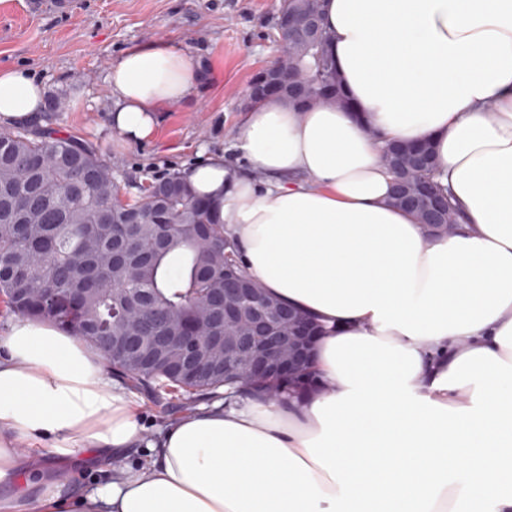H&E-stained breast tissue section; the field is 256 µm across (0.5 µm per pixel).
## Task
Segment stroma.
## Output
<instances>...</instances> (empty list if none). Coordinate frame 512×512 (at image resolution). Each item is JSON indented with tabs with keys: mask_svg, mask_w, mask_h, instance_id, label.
I'll use <instances>...</instances> for the list:
<instances>
[{
	"mask_svg": "<svg viewBox=\"0 0 512 512\" xmlns=\"http://www.w3.org/2000/svg\"><path fill=\"white\" fill-rule=\"evenodd\" d=\"M279 0H79L74 12L33 9L29 0H0V68L29 70L47 98L44 127L75 134L110 160L120 192L135 195L151 176L178 172L210 154L236 158L247 114L249 82L278 53ZM153 42L206 62L209 82L182 106L162 111L152 139L130 143L113 130L107 75L129 49ZM145 435L181 413L166 389L138 392Z\"/></svg>",
	"mask_w": 512,
	"mask_h": 512,
	"instance_id": "stroma-1",
	"label": "stroma"
}]
</instances>
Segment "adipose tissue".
<instances>
[{"mask_svg":"<svg viewBox=\"0 0 512 512\" xmlns=\"http://www.w3.org/2000/svg\"><path fill=\"white\" fill-rule=\"evenodd\" d=\"M323 23L353 110L268 99L239 130L243 164L181 174L246 274L319 325V389L227 394L147 438L99 350L11 316L0 512H512V0H325ZM205 79L174 46L126 51L113 129L151 138ZM44 101L0 69V126L40 125ZM423 138L459 215L448 235L389 202L382 142ZM99 457L121 465L91 488L52 471Z\"/></svg>","mask_w":512,"mask_h":512,"instance_id":"ef3b65f1","label":"adipose tissue"}]
</instances>
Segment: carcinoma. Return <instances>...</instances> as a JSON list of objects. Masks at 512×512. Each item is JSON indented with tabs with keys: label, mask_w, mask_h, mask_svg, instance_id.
<instances>
[{
	"label": "carcinoma",
	"mask_w": 512,
	"mask_h": 512,
	"mask_svg": "<svg viewBox=\"0 0 512 512\" xmlns=\"http://www.w3.org/2000/svg\"><path fill=\"white\" fill-rule=\"evenodd\" d=\"M298 10L319 14L321 0H280L279 13ZM279 40L292 70L312 81L298 101L346 105L325 50L326 29L310 43ZM387 168L415 195L429 180L445 193L409 147L388 157ZM246 281L224 226L202 199L179 190L159 198L143 185L124 200L112 165L80 138L22 126L0 132V295L14 311L52 321L97 348L99 337L120 332L125 313L145 312L152 336H192L205 309L220 314L224 285ZM190 353L172 342L162 360L135 368L115 352L104 357L142 390L183 391L184 411L226 384L245 393L288 391L274 376L192 373Z\"/></svg>",
	"instance_id": "carcinoma-1"
}]
</instances>
